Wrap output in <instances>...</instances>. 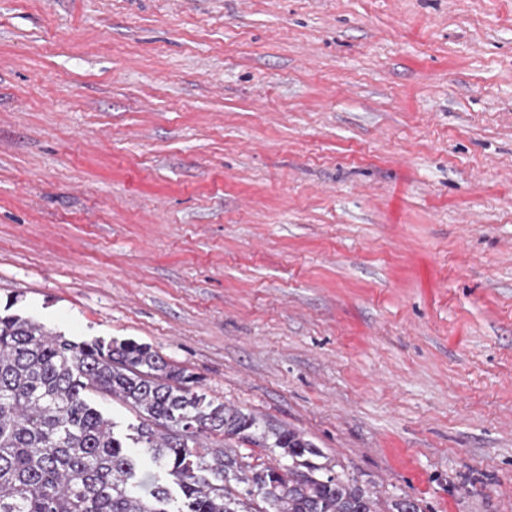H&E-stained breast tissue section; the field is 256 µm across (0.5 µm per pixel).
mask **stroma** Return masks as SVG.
I'll return each mask as SVG.
<instances>
[{
  "label": "stroma",
  "instance_id": "1",
  "mask_svg": "<svg viewBox=\"0 0 512 512\" xmlns=\"http://www.w3.org/2000/svg\"><path fill=\"white\" fill-rule=\"evenodd\" d=\"M8 307L512 512V0H0Z\"/></svg>",
  "mask_w": 512,
  "mask_h": 512
}]
</instances>
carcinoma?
<instances>
[{
    "instance_id": "cac0c4a2",
    "label": "carcinoma",
    "mask_w": 512,
    "mask_h": 512,
    "mask_svg": "<svg viewBox=\"0 0 512 512\" xmlns=\"http://www.w3.org/2000/svg\"><path fill=\"white\" fill-rule=\"evenodd\" d=\"M197 386L148 344L77 342L0 315V512H380L375 493L313 461L320 453L301 433L263 428ZM91 391L139 415L130 440ZM208 434L224 447L204 444ZM234 438L288 464H253Z\"/></svg>"
}]
</instances>
